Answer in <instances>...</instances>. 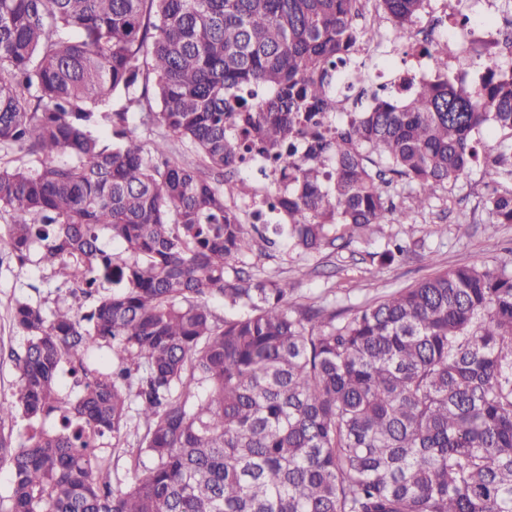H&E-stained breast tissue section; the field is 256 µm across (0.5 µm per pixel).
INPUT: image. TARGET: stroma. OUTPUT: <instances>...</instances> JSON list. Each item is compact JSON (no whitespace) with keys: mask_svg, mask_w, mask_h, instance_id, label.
Instances as JSON below:
<instances>
[{"mask_svg":"<svg viewBox=\"0 0 512 512\" xmlns=\"http://www.w3.org/2000/svg\"><path fill=\"white\" fill-rule=\"evenodd\" d=\"M487 180L483 168H473L452 192L416 210L404 223L380 224L316 252L255 240L238 265L259 281L292 282L294 304L322 306L343 317L442 269L488 265L511 270L512 224L499 225L493 234L487 230ZM391 241L401 242L407 251L393 263H381L380 255ZM23 300L48 311L68 306L87 310L92 305L59 288L38 254H31L22 266L0 254V400L10 398L18 382L7 354L25 343L11 320L14 305ZM138 440V435H130L125 447L116 448L107 438L96 448L97 462L109 472L113 487H126L136 466L146 463V456L137 452Z\"/></svg>","mask_w":512,"mask_h":512,"instance_id":"obj_1","label":"stroma"}]
</instances>
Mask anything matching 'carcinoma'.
<instances>
[{"instance_id":"cac0c4a2","label":"carcinoma","mask_w":512,"mask_h":512,"mask_svg":"<svg viewBox=\"0 0 512 512\" xmlns=\"http://www.w3.org/2000/svg\"><path fill=\"white\" fill-rule=\"evenodd\" d=\"M427 0H374L413 42ZM361 0H0V250H31L85 313L19 302L0 400L9 512H512V273L441 270L348 317L228 268L254 236L310 253L401 223L481 164L512 224V70L373 94ZM109 132L97 129V109ZM151 148L132 127L134 119ZM193 151L186 162L171 142ZM282 162L272 226L224 194L245 154ZM411 188V205L390 198ZM121 246L108 251L104 236ZM247 307L217 318L209 300ZM71 364L75 397L56 377ZM53 418L47 431L37 420ZM28 421L16 443L5 426ZM145 429L124 489L95 461Z\"/></svg>"}]
</instances>
